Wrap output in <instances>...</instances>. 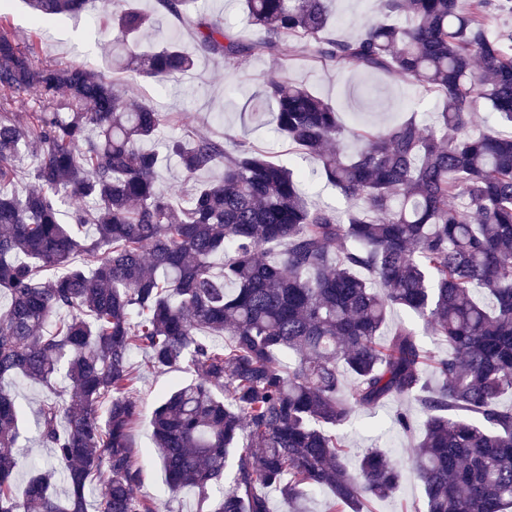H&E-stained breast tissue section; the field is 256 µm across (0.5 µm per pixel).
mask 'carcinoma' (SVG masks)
I'll return each instance as SVG.
<instances>
[{
  "instance_id": "carcinoma-1",
  "label": "carcinoma",
  "mask_w": 512,
  "mask_h": 512,
  "mask_svg": "<svg viewBox=\"0 0 512 512\" xmlns=\"http://www.w3.org/2000/svg\"><path fill=\"white\" fill-rule=\"evenodd\" d=\"M27 2L39 25L98 9ZM155 2L101 10L112 68L164 80L201 57L275 56L289 40L443 105L431 125L355 132L349 153L332 146L334 108L272 70L251 116L275 106L279 133L352 201L346 216L307 203L305 174L209 135L169 141L186 180L219 171L175 203L145 147L171 117L101 70L40 61L0 3V380L51 390L37 427L53 449L18 485L22 412L0 385V512H88L97 484L95 512H168L138 494L136 353L196 374L160 397L151 426L169 491H218L210 512H272L268 489L289 512H308L318 489L331 493L325 512L390 497L402 467L376 448L351 466L337 430L358 407L406 399L423 418L410 465L426 512H512V406L500 405L512 396V135L471 132L480 102L512 124V28L491 29L512 0H379L347 40L325 36L332 0H244L252 40L201 15L193 46L143 50L157 14L188 20L195 0ZM23 151L33 164L19 192ZM393 306L424 317L439 346L408 325L385 333Z\"/></svg>"
}]
</instances>
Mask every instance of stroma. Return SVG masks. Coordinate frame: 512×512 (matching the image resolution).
I'll return each mask as SVG.
<instances>
[{
	"label": "stroma",
	"mask_w": 512,
	"mask_h": 512,
	"mask_svg": "<svg viewBox=\"0 0 512 512\" xmlns=\"http://www.w3.org/2000/svg\"><path fill=\"white\" fill-rule=\"evenodd\" d=\"M334 33L339 38L356 36L363 25L378 15L377 0H335ZM10 19L14 28L39 47L40 59L49 63H83L102 71L110 70L102 46L106 36L101 32L96 14L64 18L47 26L35 25L22 0H10ZM286 63L292 81L302 83L333 105L340 123L348 129L384 125L408 116L432 120L440 102L433 94L418 86L377 74L366 76L357 71L314 62L310 53L295 54L290 44H282L279 57L254 54L243 59L236 68L225 67L220 59L200 58L196 68L180 81H156L148 78L127 80L114 74L126 94L160 111L170 113L175 123L171 135L188 137L197 133L225 136L227 148L239 144L252 146L270 160L295 171L306 172L302 191L309 204L344 215L348 201L325 180L310 176L311 164L295 151L275 130L272 114L251 119L244 105L259 93V78ZM195 378L187 370L171 372L144 371L138 389L143 417L130 431V441L143 468L141 494L166 498L171 512H208L195 489H183L176 497H166L164 475L151 437L150 416L160 397L173 384L188 383ZM24 412V437L21 441L19 480H26L33 466L45 467L51 462L49 448L41 446L35 433L36 414L41 402L50 394L39 383L23 378L10 379ZM416 412L417 405L408 400L375 408L355 410L342 432L354 448L381 444L395 462H405L412 454L415 437L393 426L391 418L397 409ZM366 512H424V489L413 474H405L398 491L388 499L365 503Z\"/></svg>",
	"instance_id": "obj_1"
}]
</instances>
